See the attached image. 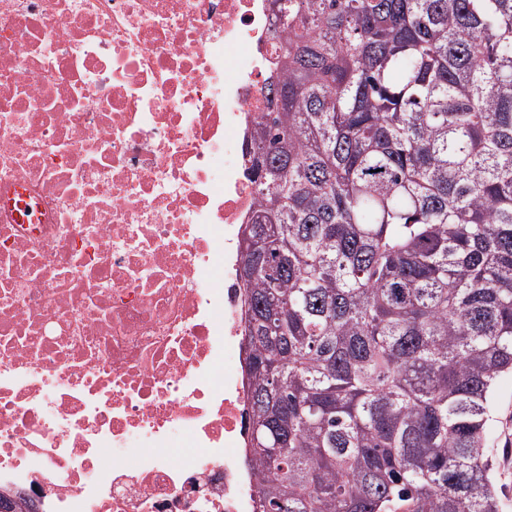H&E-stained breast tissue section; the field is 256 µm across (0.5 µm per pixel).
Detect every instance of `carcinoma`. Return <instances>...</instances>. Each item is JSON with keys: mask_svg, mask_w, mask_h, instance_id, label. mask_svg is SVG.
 I'll return each instance as SVG.
<instances>
[{"mask_svg": "<svg viewBox=\"0 0 512 512\" xmlns=\"http://www.w3.org/2000/svg\"><path fill=\"white\" fill-rule=\"evenodd\" d=\"M238 243L257 512H499L512 0H269Z\"/></svg>", "mask_w": 512, "mask_h": 512, "instance_id": "1", "label": "carcinoma"}]
</instances>
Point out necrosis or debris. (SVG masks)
<instances>
[{
  "label": "necrosis or debris",
  "mask_w": 512,
  "mask_h": 512,
  "mask_svg": "<svg viewBox=\"0 0 512 512\" xmlns=\"http://www.w3.org/2000/svg\"><path fill=\"white\" fill-rule=\"evenodd\" d=\"M273 23L267 0H0L1 498L253 512L235 240Z\"/></svg>",
  "instance_id": "obj_1"
}]
</instances>
